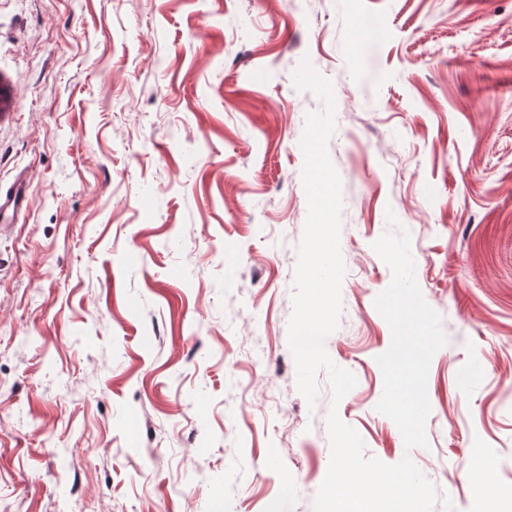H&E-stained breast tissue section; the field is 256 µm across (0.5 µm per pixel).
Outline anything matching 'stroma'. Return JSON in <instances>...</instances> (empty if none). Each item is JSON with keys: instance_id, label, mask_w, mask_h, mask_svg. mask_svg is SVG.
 I'll list each match as a JSON object with an SVG mask.
<instances>
[{"instance_id": "stroma-1", "label": "stroma", "mask_w": 512, "mask_h": 512, "mask_svg": "<svg viewBox=\"0 0 512 512\" xmlns=\"http://www.w3.org/2000/svg\"><path fill=\"white\" fill-rule=\"evenodd\" d=\"M0 0V512H313L329 410L455 512L512 491V0ZM343 121L356 386L288 341Z\"/></svg>"}]
</instances>
